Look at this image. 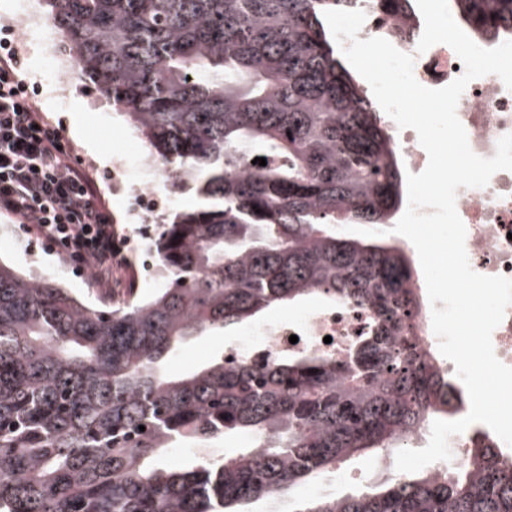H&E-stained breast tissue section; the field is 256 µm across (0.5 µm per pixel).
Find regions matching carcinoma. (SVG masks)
Returning a JSON list of instances; mask_svg holds the SVG:
<instances>
[{
	"label": "carcinoma",
	"instance_id": "obj_1",
	"mask_svg": "<svg viewBox=\"0 0 512 512\" xmlns=\"http://www.w3.org/2000/svg\"><path fill=\"white\" fill-rule=\"evenodd\" d=\"M451 2L482 40L512 35V0ZM46 3L76 67L174 169L172 188L204 203L153 237L166 286L110 309L0 261V512H234L460 409L410 338L420 301L405 247L342 231L393 223L403 171L323 13L404 18L413 0ZM308 301L364 316L342 357L162 370L191 336ZM234 430L255 444L158 460ZM293 512H512V453L472 448L443 479L424 471Z\"/></svg>",
	"mask_w": 512,
	"mask_h": 512
}]
</instances>
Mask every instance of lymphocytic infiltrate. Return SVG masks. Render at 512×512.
Instances as JSON below:
<instances>
[{
	"instance_id": "obj_1",
	"label": "lymphocytic infiltrate",
	"mask_w": 512,
	"mask_h": 512,
	"mask_svg": "<svg viewBox=\"0 0 512 512\" xmlns=\"http://www.w3.org/2000/svg\"><path fill=\"white\" fill-rule=\"evenodd\" d=\"M21 68L16 52L0 54V216L32 225L70 260L108 276L115 259L111 215L59 128L43 116Z\"/></svg>"
}]
</instances>
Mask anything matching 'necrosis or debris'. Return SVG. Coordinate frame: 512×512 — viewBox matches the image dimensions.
Wrapping results in <instances>:
<instances>
[{
    "label": "necrosis or debris",
    "instance_id": "necrosis-or-debris-1",
    "mask_svg": "<svg viewBox=\"0 0 512 512\" xmlns=\"http://www.w3.org/2000/svg\"><path fill=\"white\" fill-rule=\"evenodd\" d=\"M423 29L424 21L417 15L401 22L370 13L358 37L362 40L382 37L400 51L415 55L414 75L420 84L429 88L448 85L463 73L464 65L455 51L442 43L425 53H417ZM457 115L467 132L471 149L485 158L494 156L499 138L512 133V91L495 75L475 79L463 93ZM134 164L147 171V178L133 179L125 160L112 163V191L124 197L125 220L137 230L136 237L117 239V262L119 267L126 268L135 261L153 274L157 271L155 257L147 249L145 239L167 208L168 199L162 186L170 182L172 169L145 151L137 156ZM456 208L466 228L465 246L472 269L483 275L512 278V171L496 172L483 188H458ZM360 327L361 320L357 316L325 307L305 312L287 323L262 325L239 343L226 347L224 355L231 359L244 354L269 358L305 348L332 353L337 345L355 336ZM293 335L298 338L294 344L289 341ZM413 340L418 350L432 355L435 368L443 377L455 379L454 363L439 353L430 305L421 307ZM484 442L494 448L503 445L490 428L480 423L452 436L449 441L451 460L434 463L429 469L430 475L439 477L466 467L468 449L480 447Z\"/></svg>",
    "mask_w": 512,
    "mask_h": 512
}]
</instances>
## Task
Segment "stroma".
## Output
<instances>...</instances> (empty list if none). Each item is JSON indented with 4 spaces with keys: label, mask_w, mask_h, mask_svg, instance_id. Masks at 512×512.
<instances>
[{
    "label": "stroma",
    "mask_w": 512,
    "mask_h": 512,
    "mask_svg": "<svg viewBox=\"0 0 512 512\" xmlns=\"http://www.w3.org/2000/svg\"><path fill=\"white\" fill-rule=\"evenodd\" d=\"M23 0H0V42L16 48L24 67V77L37 92L39 105L64 139L69 143L74 161L80 166L94 164V182L101 203L109 212H116L118 202L112 195V161L121 156L135 160L144 144L137 132L116 112L111 102L96 83L77 72H70L66 93H59L55 63L51 50L37 42L17 46L6 19L19 14ZM80 100L85 116L80 132H73L66 117L70 100ZM0 258L18 268L38 267L47 277L71 288L74 293L95 305H112L128 299L125 291H112L95 280L91 273L80 272L76 263L67 262L65 256L51 250L40 237L26 225L12 219L0 218ZM252 325L227 331H217L206 336L189 339L164 363L168 374L178 375L199 369L212 358L223 353L225 346L250 334ZM250 438L242 432H230L224 437L200 441L186 448L166 449V460L176 463L217 461L235 455L248 447ZM384 474L375 467L374 456L355 457L341 463L332 473L315 478L299 486L298 496L313 499L338 496L360 490L381 481Z\"/></svg>",
    "instance_id": "1"
}]
</instances>
